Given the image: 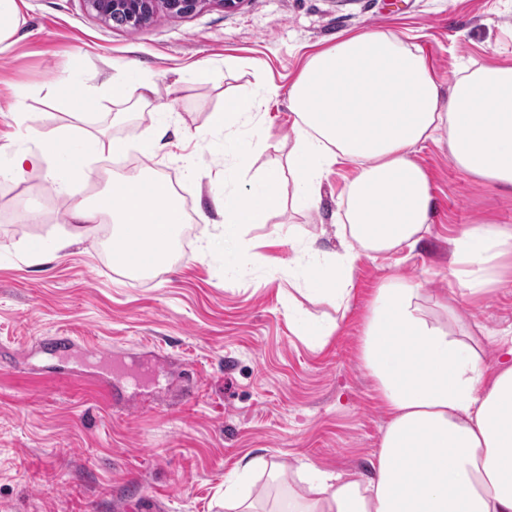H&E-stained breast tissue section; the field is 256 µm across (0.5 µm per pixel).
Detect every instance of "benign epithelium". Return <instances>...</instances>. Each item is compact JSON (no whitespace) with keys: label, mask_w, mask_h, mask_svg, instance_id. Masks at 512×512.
<instances>
[{"label":"benign epithelium","mask_w":512,"mask_h":512,"mask_svg":"<svg viewBox=\"0 0 512 512\" xmlns=\"http://www.w3.org/2000/svg\"><path fill=\"white\" fill-rule=\"evenodd\" d=\"M87 10L97 18L130 30L147 27L154 16L164 12L170 16L191 15L207 4L232 7L235 0H83Z\"/></svg>","instance_id":"obj_1"}]
</instances>
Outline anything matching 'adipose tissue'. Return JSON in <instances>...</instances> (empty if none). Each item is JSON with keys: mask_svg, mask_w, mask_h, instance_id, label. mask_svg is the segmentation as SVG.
Returning <instances> with one entry per match:
<instances>
[{"mask_svg": "<svg viewBox=\"0 0 512 512\" xmlns=\"http://www.w3.org/2000/svg\"><path fill=\"white\" fill-rule=\"evenodd\" d=\"M296 119L287 168L253 175L246 191L223 193L218 238L231 260L262 262L244 227L267 223L283 200L317 205L338 163L355 166L335 213L340 248L289 236L316 270L302 294L347 313L357 261L422 240L435 210L418 147L445 144L456 166L476 181L512 193V64L471 63L439 82L424 56L379 31L337 38L311 55L289 89ZM37 153H13L0 179L46 161L44 179L58 194L59 171L85 177L93 158L123 145L106 133L73 127L30 128ZM73 225L56 243L82 241L94 224L112 225L117 240L141 239L165 263L190 217L173 185L142 171L112 181L106 197L68 204ZM448 274L459 297L492 290L512 267V227L491 222L463 228L452 240ZM447 297L427 295L400 277L382 281L365 316L360 360L388 414L368 474L305 465V484L280 512H512V349L487 363L467 329H453Z\"/></svg>", "mask_w": 512, "mask_h": 512, "instance_id": "ef3b65f1", "label": "adipose tissue"}]
</instances>
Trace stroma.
I'll list each match as a JSON object with an SVG mask.
<instances>
[{
    "label": "stroma",
    "mask_w": 512,
    "mask_h": 512,
    "mask_svg": "<svg viewBox=\"0 0 512 512\" xmlns=\"http://www.w3.org/2000/svg\"><path fill=\"white\" fill-rule=\"evenodd\" d=\"M21 17L16 45L0 53V145L33 149L20 117L41 129L72 124L70 97L94 95L85 127L129 150L72 181L73 200L105 195L110 176L147 166L179 185L193 234L144 280L113 263L96 237L34 266L24 256L31 243L50 247L72 229L64 201L38 168L0 182V512H225L224 489L248 453L282 466L253 477L268 510L297 486L301 462L366 473L387 423L359 354L374 289L399 276L427 294L450 293L449 239L481 221L512 225V196L425 142L416 159L437 205L422 243L362 257L352 308L312 346L288 319V292L309 271L277 233L294 224L299 238L336 251L329 228L354 166L334 167L314 209L284 205L268 223L245 226L265 260L230 269L215 243L213 197L245 190L247 179L225 178L224 133L210 115L225 97L254 94L261 68L278 94L259 111L262 144L248 169L287 167L288 89L309 53L340 34L385 31L418 48L444 82L473 61H512V0H238L186 17L162 13L139 31L102 22L83 0H22ZM130 64L151 74L158 94L122 112L104 81ZM193 64L212 66L216 80L176 81ZM163 117L166 145L146 158L139 146ZM190 164L199 170L191 180ZM28 203L40 209L38 222L20 220ZM456 315L495 359L512 326V272L479 301H457ZM58 335L130 366L150 364L151 374L113 376L103 393L98 368L42 350ZM30 366L61 374L32 379L23 373Z\"/></svg>",
    "instance_id": "obj_1"
}]
</instances>
